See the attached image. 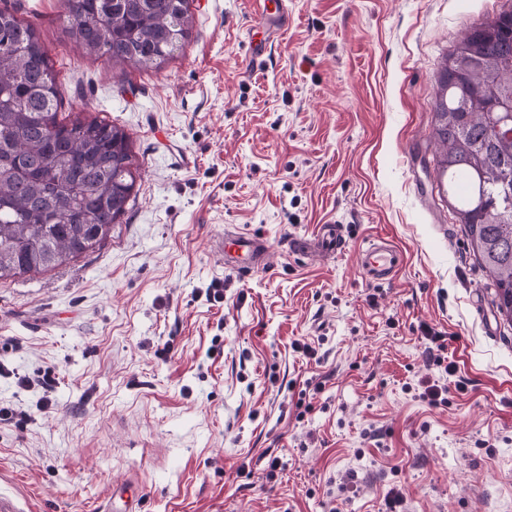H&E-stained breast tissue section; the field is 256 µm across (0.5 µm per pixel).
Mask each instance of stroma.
<instances>
[{
    "label": "stroma",
    "instance_id": "stroma-1",
    "mask_svg": "<svg viewBox=\"0 0 512 512\" xmlns=\"http://www.w3.org/2000/svg\"><path fill=\"white\" fill-rule=\"evenodd\" d=\"M286 5L269 36L255 0H190L183 51L141 71L79 50L64 0H0L36 27L63 112L122 126L140 166L99 250L0 282V407L32 416L0 421L17 512H103L125 487L142 512H512V325L433 140L449 53L512 0ZM321 224L345 250L289 252ZM228 230L266 235L263 269L225 270ZM377 236L405 255L382 283L358 266ZM46 371L44 409L17 377Z\"/></svg>",
    "mask_w": 512,
    "mask_h": 512
}]
</instances>
